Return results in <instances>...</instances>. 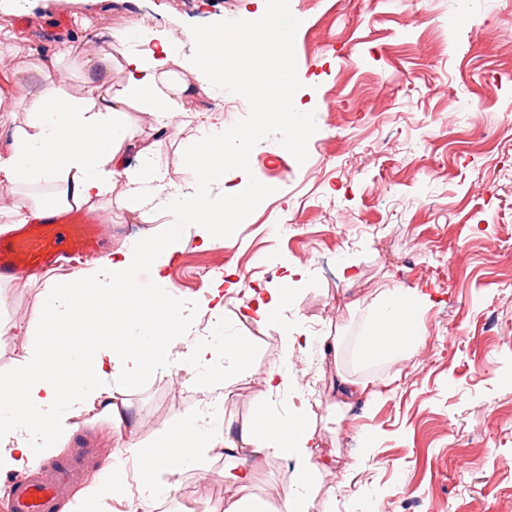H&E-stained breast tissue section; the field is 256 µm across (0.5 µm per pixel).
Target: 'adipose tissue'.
I'll use <instances>...</instances> for the list:
<instances>
[{"label": "adipose tissue", "mask_w": 512, "mask_h": 512, "mask_svg": "<svg viewBox=\"0 0 512 512\" xmlns=\"http://www.w3.org/2000/svg\"><path fill=\"white\" fill-rule=\"evenodd\" d=\"M293 30L283 15L272 14L245 32L219 27L198 33L214 55L232 58L231 63L210 68L198 55L187 61L189 72L207 73L209 93L219 96L225 88L243 87L256 71L264 73L266 81L253 93L255 124H210L190 144L186 158L195 174L191 184H167L153 145L138 141L126 121L128 108L136 102L145 111L178 117L179 100L190 88L187 80L166 79L179 39L139 23L121 39L125 95L107 91L111 50H84L86 93L63 94L54 82H44L27 102L25 129L14 136L8 157L0 159V186L50 185L56 201L80 206L107 194L113 179L121 176L126 180L127 209L138 223L152 224L163 216L171 224H192L201 244L209 245L226 224L262 205L272 192L270 185L244 181L227 190L223 205L207 194L211 182L223 177L225 168H246L245 147L261 128H279L283 150L295 153L310 131L306 113L293 99L288 67ZM131 149L140 159L135 169L126 166L125 154ZM177 252L173 240L150 233L82 270L77 287L47 285L37 324L55 331L57 338L30 351L12 385L0 387V475L24 472L34 462L56 455L83 410L98 406L114 424L130 422L127 404L116 402L110 389L144 381L159 364L174 359L193 364L203 392L229 389L233 381L251 375L248 337L191 340V322L182 314L166 275ZM147 266L158 283L149 294L139 286ZM425 303L424 295L409 288L383 296L359 338L361 359L397 360L416 354L424 343L418 322ZM101 321L108 324L110 340L82 347L77 340L81 329ZM180 341L185 350H177ZM315 437V428L300 414L285 421L262 414L234 429L225 426L221 413H193L162 432L154 446L110 456L98 480L81 490V512H98L131 462L137 466V498L146 508L167 494L169 478L188 471L206 474L218 455L228 461L225 480L246 485L251 475L240 464L246 452L296 460L291 474L295 494L286 498L284 509L303 512L302 498L320 474L310 462Z\"/></svg>", "instance_id": "1"}]
</instances>
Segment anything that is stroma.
<instances>
[{
  "instance_id": "stroma-1",
  "label": "stroma",
  "mask_w": 512,
  "mask_h": 512,
  "mask_svg": "<svg viewBox=\"0 0 512 512\" xmlns=\"http://www.w3.org/2000/svg\"><path fill=\"white\" fill-rule=\"evenodd\" d=\"M0 0V61L26 63L30 89L38 68L55 57L56 84L81 93L89 37L120 33L133 22L173 33L181 62L199 26L246 28L266 11L287 9L299 25L289 64L294 95L312 134L301 155L283 154L278 129L246 148L243 176L225 171L208 189L221 199L239 180L277 189L243 224L200 248L194 226L165 225L180 242L167 275L208 337L215 324L250 337L253 373L235 382L221 410L242 422L261 414L294 415L296 399L316 429L312 463L331 462L305 502L307 512H512V0ZM179 104L182 124L165 131L163 115L134 106L137 135L152 142L168 179L193 181L187 143L210 113L228 127L248 124L250 97L205 93L189 75ZM125 179L93 202L106 222L109 251L145 230L124 205ZM357 277L343 279L341 260ZM295 271L287 306L268 324L242 319L251 293L279 287ZM60 267L41 278L0 285V322L16 336L0 341V381L11 379L38 341L27 327L48 282L70 277ZM224 312L215 316L213 291ZM398 288L426 295L425 342L403 361L361 362L356 338L373 304ZM496 311L498 325L486 317ZM340 341L338 353L287 351L285 335ZM290 371L287 391L269 393L264 375ZM368 382L372 397L341 400L336 375ZM313 374L315 389L300 378ZM187 365H163L137 389L117 392L135 416L113 427L100 410L82 414L60 457H84L83 477L57 498L75 503L113 453L150 446L162 431L199 411L204 396ZM470 463L460 467L459 455ZM224 458L210 472L181 475L169 491L176 512H207L211 501L237 498L224 480ZM248 496L279 512L293 461L249 459Z\"/></svg>"
}]
</instances>
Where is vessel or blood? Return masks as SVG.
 Segmentation results:
<instances>
[{
    "label": "vessel or blood",
    "instance_id": "b4317fda",
    "mask_svg": "<svg viewBox=\"0 0 512 512\" xmlns=\"http://www.w3.org/2000/svg\"><path fill=\"white\" fill-rule=\"evenodd\" d=\"M103 258L102 218L86 207L43 203L34 220L14 234L0 237V281L17 270L41 273L60 254ZM83 472L80 455L48 463L41 476L19 485L13 493L14 512H51L57 495Z\"/></svg>",
    "mask_w": 512,
    "mask_h": 512
}]
</instances>
